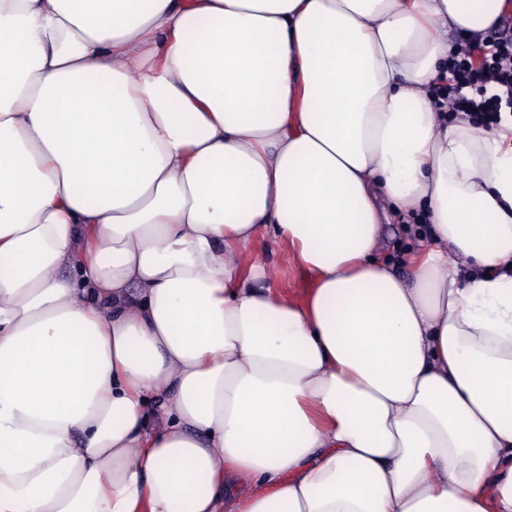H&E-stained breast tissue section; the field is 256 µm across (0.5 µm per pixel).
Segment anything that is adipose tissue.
I'll return each instance as SVG.
<instances>
[{"instance_id": "1", "label": "adipose tissue", "mask_w": 512, "mask_h": 512, "mask_svg": "<svg viewBox=\"0 0 512 512\" xmlns=\"http://www.w3.org/2000/svg\"><path fill=\"white\" fill-rule=\"evenodd\" d=\"M511 13L0 0V512H512V115L434 107ZM265 242H268L267 246ZM239 254L240 267L244 273L249 271L255 258H263L266 262L269 284L288 300L301 302L308 289L313 286L311 277L293 264L290 251L285 244H274L261 239L249 248L241 250Z\"/></svg>"}]
</instances>
